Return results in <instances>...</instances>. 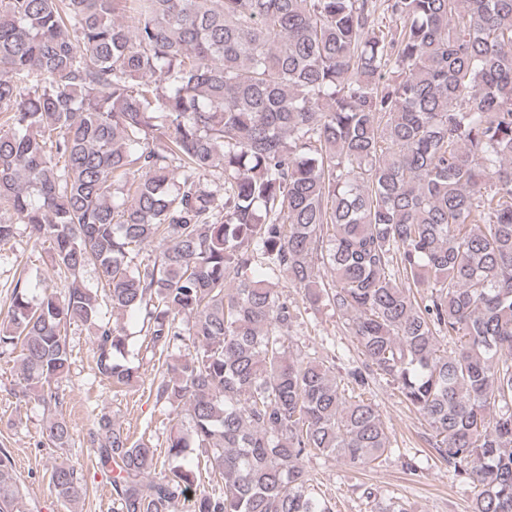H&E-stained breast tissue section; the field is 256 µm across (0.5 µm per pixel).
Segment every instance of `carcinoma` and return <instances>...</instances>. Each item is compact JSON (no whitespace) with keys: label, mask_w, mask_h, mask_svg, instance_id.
Listing matches in <instances>:
<instances>
[{"label":"carcinoma","mask_w":512,"mask_h":512,"mask_svg":"<svg viewBox=\"0 0 512 512\" xmlns=\"http://www.w3.org/2000/svg\"><path fill=\"white\" fill-rule=\"evenodd\" d=\"M0 115V244L25 225L70 281L13 289L22 392L63 406L72 324L112 388L143 382L107 307L141 317L175 413L162 476L97 419L117 512H176L203 472L193 512H334L306 461L391 454L376 377L479 483L471 512H512V0H0ZM322 306L364 367L294 346ZM43 435L72 440L58 411ZM50 479L79 503L74 466ZM22 504L1 452L0 512Z\"/></svg>","instance_id":"1"}]
</instances>
